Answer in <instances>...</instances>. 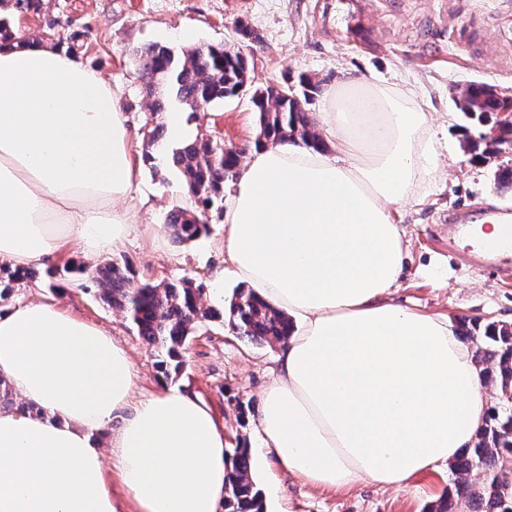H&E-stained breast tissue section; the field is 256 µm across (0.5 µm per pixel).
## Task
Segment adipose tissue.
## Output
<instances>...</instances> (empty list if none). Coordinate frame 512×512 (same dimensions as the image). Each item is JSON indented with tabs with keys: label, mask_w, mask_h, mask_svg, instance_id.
<instances>
[{
	"label": "adipose tissue",
	"mask_w": 512,
	"mask_h": 512,
	"mask_svg": "<svg viewBox=\"0 0 512 512\" xmlns=\"http://www.w3.org/2000/svg\"><path fill=\"white\" fill-rule=\"evenodd\" d=\"M321 121L331 151L254 149L224 214L241 282L294 323L256 430L312 485L403 489L471 448L489 405L470 343L389 299L406 255L395 209L434 170L432 118L408 88L346 81ZM134 179L108 82L62 47L0 40V261L74 244L96 263L134 221ZM0 378L30 408L0 411V512H117L107 457L139 512H222L223 430L190 389L138 393L108 331L54 302L0 308Z\"/></svg>",
	"instance_id": "1"
}]
</instances>
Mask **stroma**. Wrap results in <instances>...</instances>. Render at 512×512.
Wrapping results in <instances>:
<instances>
[{"label":"stroma","mask_w":512,"mask_h":512,"mask_svg":"<svg viewBox=\"0 0 512 512\" xmlns=\"http://www.w3.org/2000/svg\"><path fill=\"white\" fill-rule=\"evenodd\" d=\"M245 23L260 37L248 52L253 84L263 87L304 72L319 83L308 105L320 122L324 99L336 83L363 79L411 88L433 117L439 154L419 202L400 209L397 219L407 242L403 273L391 297L409 309L452 322L512 323V259L488 265L468 257L469 237L459 233L454 213L512 211V189H497L494 165L477 163L464 150L477 135L449 89L470 83L512 89V0H40L38 11L13 15L12 25L39 38L51 31L78 61L120 92L128 117L137 169L128 199L137 218L124 246L103 262L128 264L141 283L191 278L212 285L224 267V213L207 211V233L174 242L164 229L177 205L193 207L180 175L144 163L146 124L153 102L134 53L154 43L176 49L235 44ZM370 36L358 40L355 25ZM183 125L252 151L256 114L249 96L224 101L197 114L182 112ZM72 246L44 262L51 278L15 283L1 307L49 299L62 309L109 331L131 355L138 391L150 394L168 384L196 392L223 427L228 447L247 438L253 475L267 512H424L448 484L449 466L416 476L405 489L361 483L351 488L314 486L283 472L271 455L257 454L255 420L270 381L277 347L248 342L228 323H199L187 345L185 366L174 382L161 379L151 348L124 313L103 305L94 291L78 287L69 268L82 262ZM249 408L239 419L238 405Z\"/></svg>","instance_id":"1"}]
</instances>
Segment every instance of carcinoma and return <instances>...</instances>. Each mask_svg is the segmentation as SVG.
<instances>
[{
  "label": "carcinoma",
  "instance_id": "obj_1",
  "mask_svg": "<svg viewBox=\"0 0 512 512\" xmlns=\"http://www.w3.org/2000/svg\"><path fill=\"white\" fill-rule=\"evenodd\" d=\"M39 9L40 0H0V37L12 36L9 15ZM236 33L239 42L233 46L211 44L178 52L156 44L137 53L141 78L154 98L151 115L158 116L176 106L195 112L200 103L210 106L239 96L243 87L251 88L244 49L259 37L242 22ZM317 90L318 84L305 73L298 75L294 86L284 83L255 89L251 94L257 114L254 146L289 141L321 149L323 141L305 109ZM508 109H512V99L498 97L485 98L481 112H467L460 107L479 126ZM158 153L168 168L181 175L188 192L201 206L199 210L177 207L166 219V228L175 241H191L207 230L205 211L224 200L225 181L236 175L244 151L227 149L204 134L183 146L167 147L163 125L157 122L147 131L145 160H157ZM74 272L97 287L104 303L132 319L138 335L155 349L156 369L166 379L182 369L195 325L217 313L204 306L206 286L191 279L137 284L130 268L116 262L79 264ZM36 277L32 268L14 270L1 263L0 298L12 291V283ZM229 312L232 329L251 343H280L290 336L288 317L249 288L234 291ZM468 340L475 347L474 362L485 378L497 385L499 401L487 409L474 446L452 464L450 485L427 510L460 512L458 506L464 505L468 512H512V324L491 322L484 326L482 335ZM2 408L28 410L14 402L12 389L0 378ZM228 456L224 512H266L252 475L247 439H239ZM474 472L481 476L478 486L469 480Z\"/></svg>",
  "mask_w": 512,
  "mask_h": 512
}]
</instances>
